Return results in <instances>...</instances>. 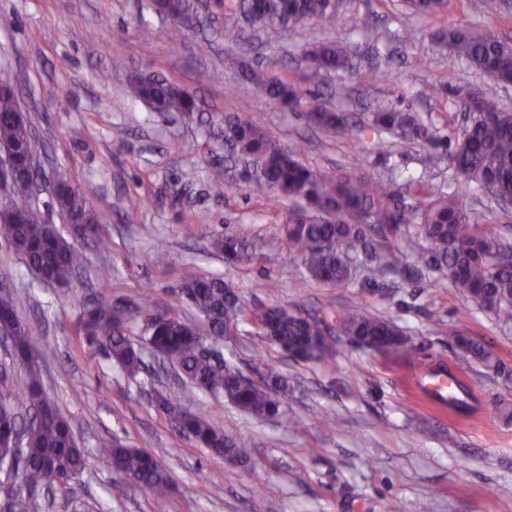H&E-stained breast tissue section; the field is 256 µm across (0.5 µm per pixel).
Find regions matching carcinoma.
Segmentation results:
<instances>
[{
	"label": "carcinoma",
	"instance_id": "cac0c4a2",
	"mask_svg": "<svg viewBox=\"0 0 512 512\" xmlns=\"http://www.w3.org/2000/svg\"><path fill=\"white\" fill-rule=\"evenodd\" d=\"M265 32L266 38L281 37L283 23L300 26L316 19L332 30L340 23L335 0H229ZM450 0H408L416 14L434 16L448 9ZM154 10L175 19L181 29L198 22L192 0H160ZM448 47L469 67L503 83L512 82V41L497 31L474 33L453 29L443 36ZM309 61L325 71L345 69L349 59L334 42L318 41L308 51ZM243 80L265 90L276 103L296 111L314 127L327 133H344L350 118L320 105L303 106L305 96L274 71L245 65ZM135 96L156 112L198 111L197 99L184 88L164 80L132 82ZM370 128L395 133L409 142L430 143L434 134L412 112L396 108L376 112ZM27 145L35 151L33 133L25 119L17 89L7 72L0 73V169L11 163L10 149ZM224 144L235 157L249 159L257 178L248 186L275 203H288V224L283 238L300 258L306 275L330 286L346 284L355 264L363 261L376 271L396 266L398 242L429 241L425 266L442 272L448 284L493 312L503 323L512 322V240L500 227L482 223L461 193L442 194L422 180H411L408 190L419 205L407 209L399 204L393 183L376 179L353 167L328 172L304 165L299 150L282 145L255 115L224 117ZM448 163L459 175L461 185L472 183L484 190L495 185L496 195H512V112L493 96L475 92L468 104V124L457 136ZM31 174L17 169L8 188L13 202L0 201V238L21 255L28 268L41 280L69 282L86 262L50 223L38 204L29 198ZM57 212L66 224L82 230L81 238L106 248L104 224L84 193L69 182H61L53 193ZM215 249L231 262L247 258L245 245L233 232L213 241ZM179 291L198 314V319H167L149 301L135 309L107 301L83 306L77 332L84 340L100 345L106 356L129 377H137L144 360L128 335L131 315L141 322V340L162 361L178 368L196 389L224 397L238 408L258 416L280 413L288 396V379L270 370L254 379L235 367L205 357L203 342L231 331L238 317L253 322L259 335L270 333L285 344L309 351L308 359L319 363L336 359V343L323 323L286 307L245 312L237 293L220 277H191ZM13 326L8 355L25 368L17 380L5 363H0V473L17 475L15 487L0 495V512H44V490L52 485L67 489L88 465L86 451L77 442L72 421L46 396L41 380L38 352L43 344L40 331L22 320L15 306L0 309V322ZM340 329L350 342L364 348L408 354L412 348L401 330L391 322L358 307L342 314ZM457 357L466 364L477 363L512 382V370L470 336L454 332L450 337ZM160 408L175 430L218 456L244 457L247 446L224 436L202 414L167 394L157 396ZM99 455L130 483L141 486L156 499L164 500L170 479L157 459L136 448H125L110 440L98 445Z\"/></svg>",
	"mask_w": 512,
	"mask_h": 512
}]
</instances>
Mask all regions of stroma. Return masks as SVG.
<instances>
[{
	"label": "stroma",
	"instance_id": "1",
	"mask_svg": "<svg viewBox=\"0 0 512 512\" xmlns=\"http://www.w3.org/2000/svg\"><path fill=\"white\" fill-rule=\"evenodd\" d=\"M211 27L187 31L158 14L151 0H0V69L15 77L19 99L38 142L47 175H70L101 215L110 249L75 240L88 259L68 284L41 281L21 256L0 240V289L19 315L41 329L40 364L48 397L75 424L89 467L69 490L49 494L46 512H512V384L478 364L458 360L448 332L481 342L512 369V324L502 325L422 266L418 249L403 248L395 269L359 268L348 284L324 286L305 276L283 242L287 207L268 205L240 179L222 190L210 184L223 164L227 113L263 116L281 144L296 146L313 168L347 170L360 165L371 176L405 186L431 182L457 192L446 138L463 123L457 89L474 88L512 108V85L469 69L434 34L486 26L512 38V15L496 0H450L446 13L417 17L404 0H342L333 38L353 67L311 71L309 43L322 26L308 21L265 43L244 24V41L229 47L223 29L230 12L219 0L207 5ZM373 33L360 29L362 18ZM272 67L323 105L368 120L381 107L418 114L439 142L394 139L387 146L373 132L330 135L311 130L300 113L272 101L244 82L242 65ZM220 79L204 81L205 71ZM373 75L363 90L361 72ZM139 74L166 78L196 94L202 112L186 119L153 111L133 96ZM230 230L246 240L252 257L225 263L213 237ZM164 248L165 264L155 251ZM112 269L100 280V264ZM192 275L223 277L249 310L285 306L319 318L336 339L334 362L298 361L258 336L248 321L217 348L225 361L254 376L273 367L291 391L282 416H252L224 399L191 388L159 368L143 349L150 370L129 380L119 366L75 334L83 301L134 305L149 296L158 308L194 319L179 293ZM369 309L399 326L414 350L402 357L350 344L339 329L345 308ZM433 361L462 379V405L442 410L415 390V365ZM177 394L203 412L225 435L244 440L246 458L211 454L178 434L154 401ZM338 419L322 432L318 418ZM109 439L154 455L171 481L166 500L123 482L97 454Z\"/></svg>",
	"mask_w": 512,
	"mask_h": 512
}]
</instances>
